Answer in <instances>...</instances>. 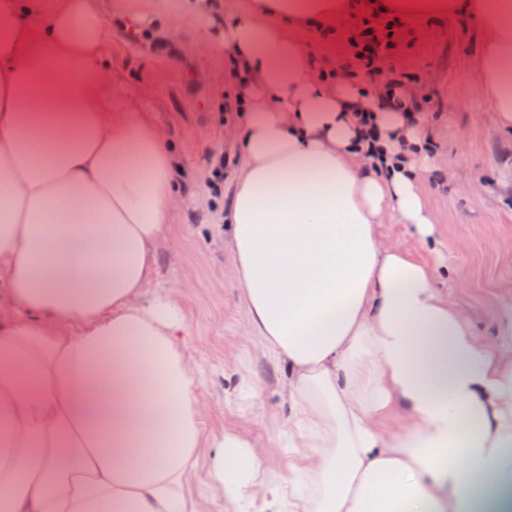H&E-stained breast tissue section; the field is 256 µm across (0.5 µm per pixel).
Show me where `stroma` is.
<instances>
[{
  "mask_svg": "<svg viewBox=\"0 0 512 512\" xmlns=\"http://www.w3.org/2000/svg\"><path fill=\"white\" fill-rule=\"evenodd\" d=\"M113 27L110 57L127 95L156 113L172 141L185 175L183 201L171 232L159 249L157 282L183 309L188 346L196 367L197 393L208 404L201 424L206 439L243 429L267 443L273 424L288 421V399L276 366L255 342L242 335L245 312L209 198L216 154L235 156L226 138L224 97L235 87L222 42L224 26L182 14L177 0H99ZM346 15L335 35L307 33L303 44L313 57L342 62L355 28ZM135 27L145 41L129 46L124 27ZM483 49V35L466 10L405 21L401 44L385 66L418 74L419 94L431 95L423 121L435 144L420 190L431 214L439 259L455 271L435 285L469 313L475 334L495 338L501 309L512 304V194L502 183L512 179V132L501 129L484 89L470 72ZM237 370L236 382L253 384L254 406L225 402V366ZM210 453L201 449L187 492L206 498L205 512H227L210 477Z\"/></svg>",
  "mask_w": 512,
  "mask_h": 512,
  "instance_id": "stroma-1",
  "label": "stroma"
}]
</instances>
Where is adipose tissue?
<instances>
[{"label":"adipose tissue","mask_w":512,"mask_h":512,"mask_svg":"<svg viewBox=\"0 0 512 512\" xmlns=\"http://www.w3.org/2000/svg\"><path fill=\"white\" fill-rule=\"evenodd\" d=\"M414 22L455 0H366ZM351 0H250L224 24L240 102L224 237L243 333L278 366L288 426L228 432L212 482L231 512H512V307L493 341L434 269L383 236L431 244L429 135L315 64L298 34ZM472 72L512 129V0H467ZM112 29L96 0L49 15L0 0V512H201L183 492L205 406L159 246L183 171L153 112L112 104ZM381 138H362L361 112ZM296 448L271 474V449Z\"/></svg>","instance_id":"1"}]
</instances>
